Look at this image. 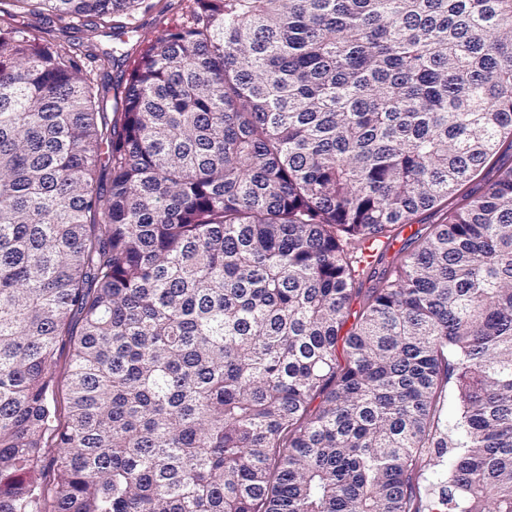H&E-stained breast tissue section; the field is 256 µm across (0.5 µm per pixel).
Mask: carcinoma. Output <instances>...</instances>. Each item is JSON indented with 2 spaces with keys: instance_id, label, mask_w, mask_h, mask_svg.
<instances>
[{
  "instance_id": "cac0c4a2",
  "label": "carcinoma",
  "mask_w": 512,
  "mask_h": 512,
  "mask_svg": "<svg viewBox=\"0 0 512 512\" xmlns=\"http://www.w3.org/2000/svg\"><path fill=\"white\" fill-rule=\"evenodd\" d=\"M7 6L0 512H512V0ZM13 18V19H12ZM7 18L6 16H1L0 23L1 24H22L23 26H28L35 28L37 30H42L45 32H48L49 35H44L46 37H53L56 39H59L61 41L68 40V39H74V38H85L87 33L90 32H73L76 30H70V32H63L60 30V23L56 19H51L49 22L48 20L42 19V18H32L27 16H16ZM53 20V21H52ZM455 203V201L449 200L447 207L440 206L433 210L419 213L414 219L412 226H406L397 230L395 232L397 235L394 237L391 248L386 254L385 265L383 263L380 268H382V266L386 267L399 251L402 250L404 252L412 249L413 245H411V242H413V240H411L410 237L417 229H424L430 224H445L448 221V216L453 210ZM70 348L69 344L63 343L59 346L57 351V388L55 399L57 400L60 419L63 424L66 420V405H67V370L69 363Z\"/></svg>"
}]
</instances>
